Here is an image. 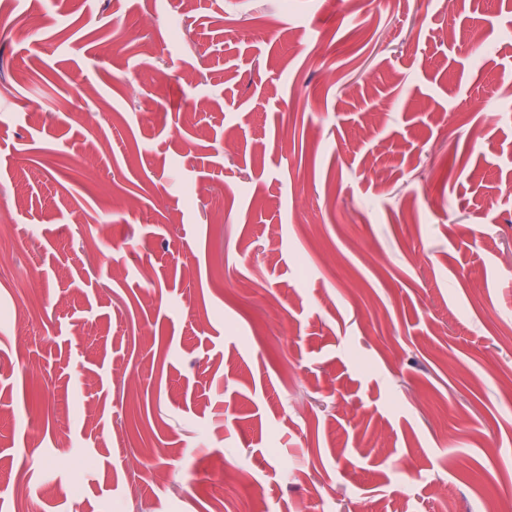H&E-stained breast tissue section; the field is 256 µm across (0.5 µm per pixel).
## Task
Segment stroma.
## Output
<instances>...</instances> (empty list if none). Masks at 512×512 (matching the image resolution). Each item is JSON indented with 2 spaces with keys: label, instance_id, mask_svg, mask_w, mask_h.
Instances as JSON below:
<instances>
[{
  "label": "stroma",
  "instance_id": "obj_1",
  "mask_svg": "<svg viewBox=\"0 0 512 512\" xmlns=\"http://www.w3.org/2000/svg\"><path fill=\"white\" fill-rule=\"evenodd\" d=\"M419 10L12 0L0 512H512V0Z\"/></svg>",
  "mask_w": 512,
  "mask_h": 512
}]
</instances>
